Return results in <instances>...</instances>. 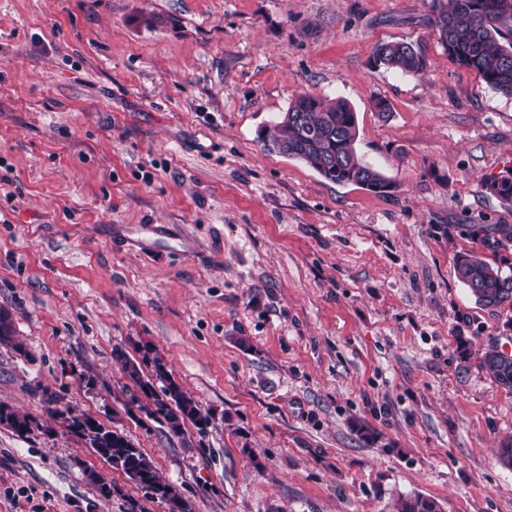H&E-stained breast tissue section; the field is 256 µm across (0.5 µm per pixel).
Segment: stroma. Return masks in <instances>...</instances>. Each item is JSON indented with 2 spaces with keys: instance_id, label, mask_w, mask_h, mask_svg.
Masks as SVG:
<instances>
[{
  "instance_id": "obj_1",
  "label": "stroma",
  "mask_w": 512,
  "mask_h": 512,
  "mask_svg": "<svg viewBox=\"0 0 512 512\" xmlns=\"http://www.w3.org/2000/svg\"><path fill=\"white\" fill-rule=\"evenodd\" d=\"M431 0H0V512H168L60 427L45 394L123 431L191 512H512V349L454 259L512 224V97L449 60ZM418 44L425 76L373 68ZM344 99L395 186L268 151L302 93ZM391 106L374 109L377 99ZM147 224L162 235L129 245ZM161 356L210 424L130 401L117 353ZM106 475L110 494L89 474ZM500 176L486 183V189L496 195L504 205L512 206V170H505ZM466 236L495 256L512 251V224H466ZM481 366L489 372L497 386L506 392H512V360L502 359L497 347H492L483 354ZM441 503L421 494L400 497L393 505V512H441Z\"/></svg>"
}]
</instances>
